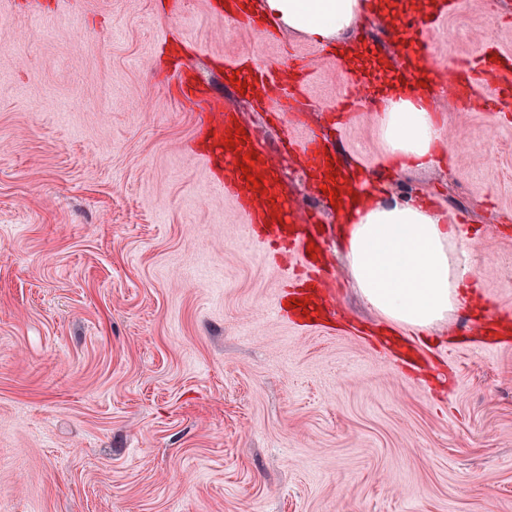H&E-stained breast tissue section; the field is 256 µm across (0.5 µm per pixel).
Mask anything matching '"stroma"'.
Segmentation results:
<instances>
[{
  "instance_id": "1",
  "label": "stroma",
  "mask_w": 512,
  "mask_h": 512,
  "mask_svg": "<svg viewBox=\"0 0 512 512\" xmlns=\"http://www.w3.org/2000/svg\"><path fill=\"white\" fill-rule=\"evenodd\" d=\"M207 0H0V512H512V120L433 105L446 165L386 174L461 218L476 300L418 334L352 286L336 210L276 143L264 103L224 96L262 139L292 209L317 212L332 271L319 327L282 308L285 262L197 152L180 58L316 57L310 121L363 75L304 36L268 39ZM500 0L433 32L443 70L488 38ZM361 105L336 135L375 172Z\"/></svg>"
}]
</instances>
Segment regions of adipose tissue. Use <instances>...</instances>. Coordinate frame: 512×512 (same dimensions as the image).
I'll use <instances>...</instances> for the list:
<instances>
[{
  "mask_svg": "<svg viewBox=\"0 0 512 512\" xmlns=\"http://www.w3.org/2000/svg\"><path fill=\"white\" fill-rule=\"evenodd\" d=\"M389 9L388 0H263V12L282 26L327 47L366 8ZM376 125L391 171L444 163L443 126L422 89L389 85ZM364 202L348 212L342 245L354 286L386 321L428 331L462 305L467 232L423 202L365 187Z\"/></svg>",
  "mask_w": 512,
  "mask_h": 512,
  "instance_id": "ef3b65f1",
  "label": "adipose tissue"
}]
</instances>
